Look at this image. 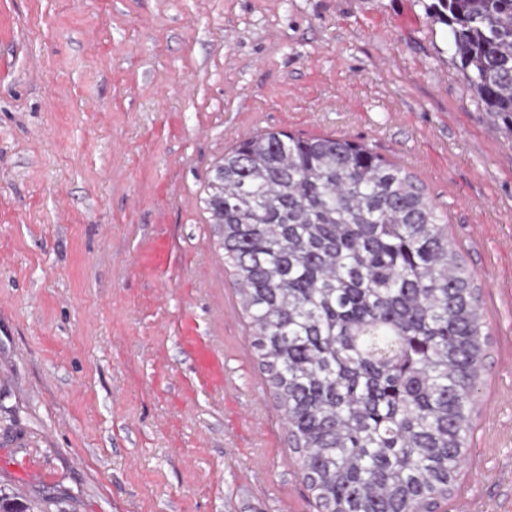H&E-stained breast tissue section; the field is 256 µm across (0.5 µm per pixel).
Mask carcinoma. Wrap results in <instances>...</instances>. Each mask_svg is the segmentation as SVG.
<instances>
[{
  "label": "carcinoma",
  "instance_id": "obj_1",
  "mask_svg": "<svg viewBox=\"0 0 512 512\" xmlns=\"http://www.w3.org/2000/svg\"><path fill=\"white\" fill-rule=\"evenodd\" d=\"M453 58L512 130V0H434ZM204 209L319 512H437L469 450L490 337L423 184L367 144L265 132Z\"/></svg>",
  "mask_w": 512,
  "mask_h": 512
}]
</instances>
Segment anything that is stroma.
Returning a JSON list of instances; mask_svg holds the SVG:
<instances>
[{"mask_svg": "<svg viewBox=\"0 0 512 512\" xmlns=\"http://www.w3.org/2000/svg\"><path fill=\"white\" fill-rule=\"evenodd\" d=\"M430 0H0V492L31 512H317L203 208L263 131L425 186L491 334L439 512H512V133Z\"/></svg>", "mask_w": 512, "mask_h": 512, "instance_id": "35a3bbf8", "label": "stroma"}]
</instances>
